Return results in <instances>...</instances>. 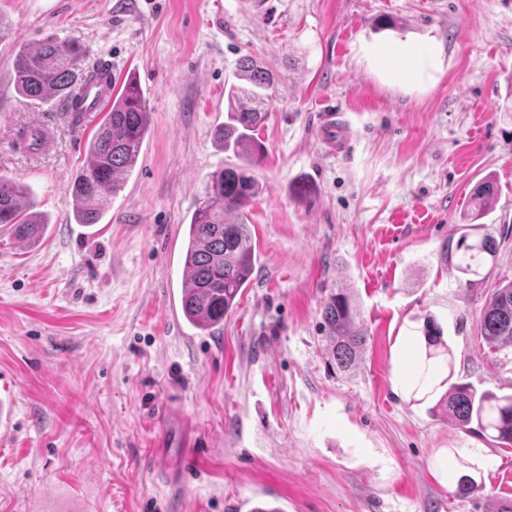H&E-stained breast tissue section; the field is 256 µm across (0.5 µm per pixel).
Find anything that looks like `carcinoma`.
I'll return each instance as SVG.
<instances>
[{
	"label": "carcinoma",
	"mask_w": 512,
	"mask_h": 512,
	"mask_svg": "<svg viewBox=\"0 0 512 512\" xmlns=\"http://www.w3.org/2000/svg\"><path fill=\"white\" fill-rule=\"evenodd\" d=\"M82 58L80 45L52 37L32 49L20 50L13 60L18 93L29 100L59 98L81 103L88 81ZM236 78L240 83H232L228 88L224 125L216 129L215 135L224 151L237 162L208 175L202 201L188 224L184 250L182 314L193 327L209 334L223 329L224 318L236 307L259 255L245 216L246 209L260 194L254 172L263 157L258 132L273 102L274 79L261 62L249 55L238 60ZM148 125L149 113L142 90L136 77L130 75L107 104L105 118L89 141L86 161L73 180L71 194L76 201L77 223H98L102 199L123 187L136 164ZM494 194L492 180L478 184L465 212L466 220L472 223L481 218L492 205ZM25 198L23 188L0 176V224L12 225L18 240L34 242L42 237L44 224L38 213L27 208ZM468 238L466 233L457 242L460 255L455 268L471 286L488 260L495 259L498 245L487 233L472 242ZM321 316L330 363L339 372L356 373L362 363L368 330L350 289H330ZM422 333L425 350L418 361L421 373L414 392L423 393L426 399L438 388L447 387L432 411L462 429L475 422L482 435L511 448L512 394L480 392L470 382L451 384L447 377L438 383L430 382L429 370L439 362L451 366V351L442 349L443 330L433 317L424 319ZM479 333L493 352L512 350V281L491 294ZM451 484L457 497H467L480 489L466 471L454 473Z\"/></svg>",
	"instance_id": "obj_1"
}]
</instances>
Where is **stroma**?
<instances>
[{
    "label": "stroma",
    "instance_id": "obj_1",
    "mask_svg": "<svg viewBox=\"0 0 512 512\" xmlns=\"http://www.w3.org/2000/svg\"><path fill=\"white\" fill-rule=\"evenodd\" d=\"M0 176L47 224L32 246L0 224V512H491L512 499V447L431 415L406 380L424 317L454 380L512 393V353L479 334L512 281V0H0ZM55 37L85 65L136 76L150 123L96 224L71 180L95 125L18 94L16 49ZM410 46L395 63L386 46ZM278 92L259 130L262 193L246 214L260 259L220 334L181 312L184 227L237 62ZM351 133L328 153L323 102ZM50 122L57 148L16 153ZM496 185L482 232L498 252L469 286L455 268L476 184ZM314 187L307 199L291 188ZM351 288L368 328L360 370L329 368L325 289ZM198 450L186 464L185 442ZM476 459L483 491L448 481Z\"/></svg>",
    "mask_w": 512,
    "mask_h": 512
}]
</instances>
